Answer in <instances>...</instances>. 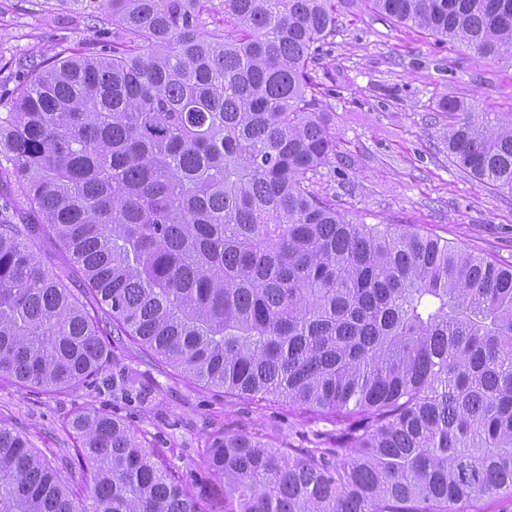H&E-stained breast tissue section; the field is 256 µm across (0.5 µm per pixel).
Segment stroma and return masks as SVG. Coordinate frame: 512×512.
I'll return each mask as SVG.
<instances>
[{"label": "stroma", "instance_id": "stroma-1", "mask_svg": "<svg viewBox=\"0 0 512 512\" xmlns=\"http://www.w3.org/2000/svg\"><path fill=\"white\" fill-rule=\"evenodd\" d=\"M97 38L90 20L57 0H0V95L24 80L23 64L65 48L85 52ZM315 81L337 140L314 183L320 195L355 223L407 225L512 266V190L479 184L450 162L440 137L449 118L437 108L456 96L486 112H511V67L477 60L459 43L395 24L355 0L321 48ZM109 371L134 377L142 396L103 387L54 393L2 377L0 420L53 458L74 485L82 473L67 461L76 446L69 421L87 407L146 433L184 471L199 464L214 431L281 438L316 427L287 407L198 386L118 340Z\"/></svg>", "mask_w": 512, "mask_h": 512}]
</instances>
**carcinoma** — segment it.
<instances>
[{
  "label": "carcinoma",
  "mask_w": 512,
  "mask_h": 512,
  "mask_svg": "<svg viewBox=\"0 0 512 512\" xmlns=\"http://www.w3.org/2000/svg\"><path fill=\"white\" fill-rule=\"evenodd\" d=\"M60 2L112 40L30 64L0 106L17 202L0 208V377L96 388L114 333L331 428L311 448L212 435L210 492L104 412L70 422L78 489L0 421V512H460L512 495V268L355 224L313 188L336 154L316 60L349 0ZM363 2L512 61V0ZM441 108L451 162L512 190V112ZM42 252L48 260L49 266L64 276L71 274L69 257L59 245L49 241L41 246Z\"/></svg>",
  "instance_id": "1"
}]
</instances>
